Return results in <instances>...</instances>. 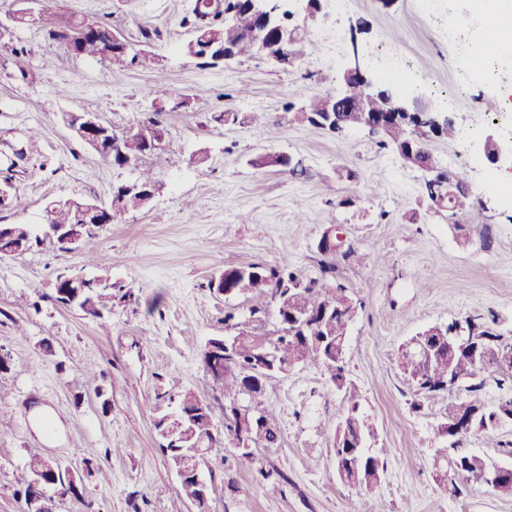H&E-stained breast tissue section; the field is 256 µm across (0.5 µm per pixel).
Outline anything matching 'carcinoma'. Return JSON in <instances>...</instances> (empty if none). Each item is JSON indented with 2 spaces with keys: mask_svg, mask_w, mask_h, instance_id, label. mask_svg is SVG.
<instances>
[{
  "mask_svg": "<svg viewBox=\"0 0 512 512\" xmlns=\"http://www.w3.org/2000/svg\"><path fill=\"white\" fill-rule=\"evenodd\" d=\"M230 9L238 15V26L234 31L224 30L220 23L224 11ZM192 14V39L184 45V50L198 66L215 67L219 64V59L213 56L205 57L200 50L194 48L193 43L198 41V37L203 33L210 36L211 43L231 47L237 57L250 55L257 50L259 36L254 34L256 23L251 14L240 5L239 0H215L213 3L195 0ZM81 20L80 16L60 14L50 6L44 5L33 19L17 16L13 26L38 23L45 38L53 42L62 30L63 23L69 21L78 24ZM12 36L11 32L5 35L0 33V46L10 51L15 67L23 74L30 65L28 51L23 46L13 44ZM102 44L101 38L88 39L76 48V56L106 61L109 73L114 66L130 65L148 69L156 62L155 55L146 50H139L132 55L127 52L118 53L106 58L103 56ZM117 134L120 138L121 158L132 159L137 163L138 184L143 188L155 186L152 166L145 164V159L149 158L157 163L163 160L165 146L154 145L157 138L164 136L160 122L147 115L136 125L121 129ZM457 179L460 188L451 204V217L454 218V225L461 228V219L472 211L474 201L466 171H457ZM109 205L114 208V217L121 215L119 208L133 206L132 195L123 191V184L112 186ZM44 218L46 223L57 227L83 223V213L64 202H49L44 210ZM13 229L21 237H30L35 248L44 244V240L40 238L39 225L15 224ZM95 238V234H87L81 242L80 249L83 250L88 263L99 266L103 256L91 245ZM352 254L351 249L337 251L332 248L322 252L323 278L336 279L339 264L349 259ZM250 267L254 268L255 272L238 277V267L228 266L210 281V287L215 290L219 291L223 287L233 288L234 295L243 296L250 302L248 318L233 324V328L238 330V339L231 348V354L225 358L219 356L213 361L209 360V355H203L206 375L211 379L220 378L219 390L224 394V402H237L246 394L247 380L253 376L257 368L265 343L273 341L277 344V364H311L323 369L329 373L330 380L336 388L344 392L349 410H358L355 389L352 384L346 382L342 374L343 367L340 365L353 318L346 309L335 311L326 317L321 314L322 309L333 300V297H338L341 302L348 300L349 288L339 283L334 288L335 295L331 296L324 291L325 285L314 280H305L299 269L286 259L274 266L252 263ZM75 295L81 300L79 311L99 319V324L105 327L109 323L114 303L130 299L132 292L121 282H111L108 287L90 295L81 291V283L65 280L55 291L54 300L65 307ZM269 298L276 302V323L271 329L265 320ZM462 322L468 327L473 341L467 344L450 343L446 338L433 335L431 339L440 342L436 358L410 361L403 356L398 362V367L413 388L430 397L448 393V369H453L458 377V383L467 384L469 396L464 400L448 397V405L443 412L444 423L461 420L467 414L475 413L477 417L473 421L471 432L489 437L496 431L491 425L495 411L488 407V403L481 396L483 383L473 382L479 368L474 366L472 351L478 347L490 354L494 353L503 343L502 334L497 329L494 319L488 321L479 315L467 316L462 318ZM275 377V372L260 373L255 388L254 402L260 410L262 420V431L253 440L255 448H276L280 443L277 415L262 401L268 382ZM178 399L184 410L198 412L196 429L187 433L184 440L177 443L165 440L161 449L167 454L177 475L181 476V496L193 502L198 498L195 478L207 464L208 452L217 442V438L213 434L209 405L202 403V399L190 391L179 394ZM374 435V428L369 421H347L343 441L336 442L335 448L336 474L341 482L360 487L374 486L380 482L384 471V464L380 459L367 450L361 455L355 453L361 440L372 438ZM482 461V456L462 446L455 447L450 452L445 445L437 448V453L432 455L434 468L443 474V481L451 486V492L455 494L461 492V488L477 476ZM235 462L241 469L256 471L263 479L270 476V473L256 467L254 453L251 450L236 454ZM48 463L49 458L44 455L42 449H27L25 467L29 473V481L18 491L24 502L23 512H31L33 500L42 497L41 489L32 483V478L53 474V469L48 467Z\"/></svg>",
  "mask_w": 512,
  "mask_h": 512,
  "instance_id": "1",
  "label": "carcinoma"
}]
</instances>
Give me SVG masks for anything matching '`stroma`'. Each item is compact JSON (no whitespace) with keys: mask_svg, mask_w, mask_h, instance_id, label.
Segmentation results:
<instances>
[{"mask_svg":"<svg viewBox=\"0 0 512 512\" xmlns=\"http://www.w3.org/2000/svg\"><path fill=\"white\" fill-rule=\"evenodd\" d=\"M194 0H49L67 15L99 17L133 49L152 45L148 70L105 72L100 61L69 56L34 25L17 30L31 51L26 76L12 75L0 51V171L13 189L0 224H39L58 198L106 200L113 185L132 179L75 139L60 115L94 112L117 127L149 111L154 90L171 89L158 119L167 131V160L155 170L158 191L143 209L101 226L94 241L102 266L81 252L47 244L0 260V354L12 368L0 374V512H21L14 491L28 480L25 451L41 448L69 468L78 495L60 512H197L180 499L176 472L161 451L155 423L173 400L193 391L224 426V397L204 373L209 339L230 335L226 314L245 320V297H227L209 282L224 267L282 259L304 278L320 279L318 243L333 225L348 231L355 254L338 269L358 316L342 366L359 394L361 412L384 464L370 490L336 476V436L347 404L327 373L300 365L272 379L263 400L278 415L281 441L257 449L269 479L237 468L233 448H215L203 469L209 512H512V497L479 483L457 495L436 479L431 454L446 399L417 394L399 370L398 351L427 326L493 314L512 329V205L497 191L505 164L482 160L487 131L512 140V121L487 101L512 84V58L498 61L497 87L461 74L457 56L495 33L498 8L474 11L468 0H352L335 26L298 15L308 36L289 66L262 54L227 67L202 68L182 47L191 37ZM467 23L455 41L444 35L449 12ZM153 31L145 41L142 29ZM343 40L332 49L330 36ZM367 70L394 67L410 86L424 87L453 113L455 138L427 144L442 167L466 170L475 207L465 229L431 207L420 171L359 130L333 134L293 121L289 104L303 95L335 93L352 47ZM52 65H44V58ZM248 96H240L241 86ZM263 112L265 123L252 124ZM39 128L29 140V128ZM286 154L305 177L256 158ZM81 273L128 285L130 301L115 305L108 328L53 301V281ZM93 381H86V374Z\"/></svg>","mask_w":512,"mask_h":512,"instance_id":"obj_1","label":"stroma"}]
</instances>
